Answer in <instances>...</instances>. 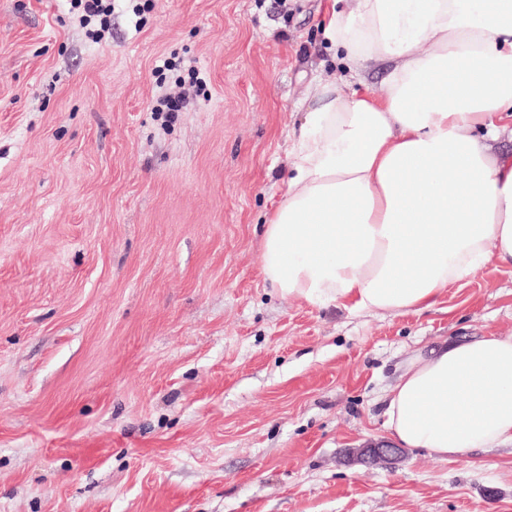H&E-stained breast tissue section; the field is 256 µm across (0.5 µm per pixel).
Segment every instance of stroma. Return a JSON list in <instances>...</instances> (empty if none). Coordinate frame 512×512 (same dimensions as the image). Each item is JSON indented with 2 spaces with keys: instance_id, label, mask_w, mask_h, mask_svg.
<instances>
[{
  "instance_id": "35a3bbf8",
  "label": "stroma",
  "mask_w": 512,
  "mask_h": 512,
  "mask_svg": "<svg viewBox=\"0 0 512 512\" xmlns=\"http://www.w3.org/2000/svg\"><path fill=\"white\" fill-rule=\"evenodd\" d=\"M107 2L0 0V512H512L511 445L350 455L415 351L512 334L511 268L384 316L263 278L330 0ZM76 9L81 10V21L83 24H90L93 19L99 18L101 31H108L111 16L110 5H105L104 0H74Z\"/></svg>"
}]
</instances>
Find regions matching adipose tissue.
Here are the masks:
<instances>
[{
	"label": "adipose tissue",
	"mask_w": 512,
	"mask_h": 512,
	"mask_svg": "<svg viewBox=\"0 0 512 512\" xmlns=\"http://www.w3.org/2000/svg\"><path fill=\"white\" fill-rule=\"evenodd\" d=\"M332 2L349 75L308 87L261 271L311 305L420 311L487 263L512 268V153L496 146L512 137V0ZM385 415L395 443L440 459L512 443V334L416 354Z\"/></svg>",
	"instance_id": "1"
}]
</instances>
